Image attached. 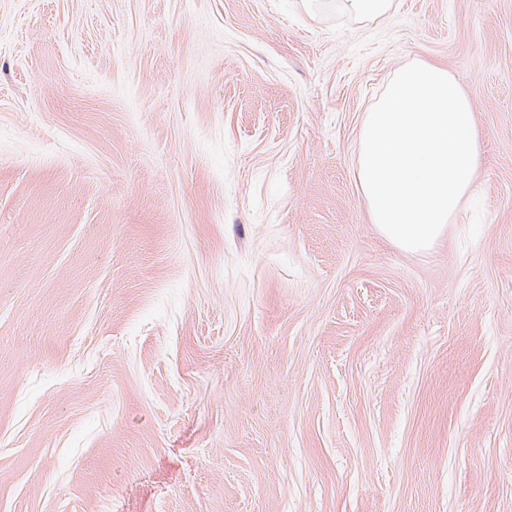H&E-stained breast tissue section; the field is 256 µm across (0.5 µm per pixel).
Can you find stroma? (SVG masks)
<instances>
[{
  "mask_svg": "<svg viewBox=\"0 0 512 512\" xmlns=\"http://www.w3.org/2000/svg\"><path fill=\"white\" fill-rule=\"evenodd\" d=\"M445 65L430 251L358 133ZM0 512H512V0H0ZM342 5L350 4L362 17L370 21H377L388 14L392 0H338Z\"/></svg>",
  "mask_w": 512,
  "mask_h": 512,
  "instance_id": "obj_1",
  "label": "stroma"
}]
</instances>
